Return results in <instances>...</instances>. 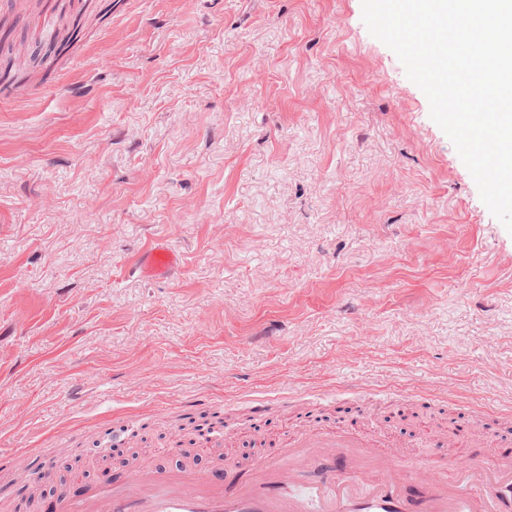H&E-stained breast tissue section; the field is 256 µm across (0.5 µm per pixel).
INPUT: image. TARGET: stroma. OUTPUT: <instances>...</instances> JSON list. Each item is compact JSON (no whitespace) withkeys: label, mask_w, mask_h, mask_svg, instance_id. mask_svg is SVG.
Wrapping results in <instances>:
<instances>
[{"label":"stroma","mask_w":512,"mask_h":512,"mask_svg":"<svg viewBox=\"0 0 512 512\" xmlns=\"http://www.w3.org/2000/svg\"><path fill=\"white\" fill-rule=\"evenodd\" d=\"M16 34L47 47L43 0ZM0 98V469L66 476L126 421L150 464L223 422L247 468L285 431L448 454L512 440V233L361 0H91ZM157 238L167 280L129 259ZM256 398L268 407L258 414ZM181 264V256L168 240L158 239L132 260V269L152 279H167Z\"/></svg>","instance_id":"1"}]
</instances>
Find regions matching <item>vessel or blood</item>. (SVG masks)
I'll list each match as a JSON object with an SVG mask.
<instances>
[{"label":"vessel or blood","instance_id":"b4317fda","mask_svg":"<svg viewBox=\"0 0 512 512\" xmlns=\"http://www.w3.org/2000/svg\"><path fill=\"white\" fill-rule=\"evenodd\" d=\"M181 264L168 240L154 241L132 261L142 276L166 279ZM485 457L409 463L385 452L368 454L370 440L336 430L287 436L248 474L231 462L210 474L156 468L116 477L106 472L82 490L43 502L44 512H512V447L488 433Z\"/></svg>","mask_w":512,"mask_h":512}]
</instances>
